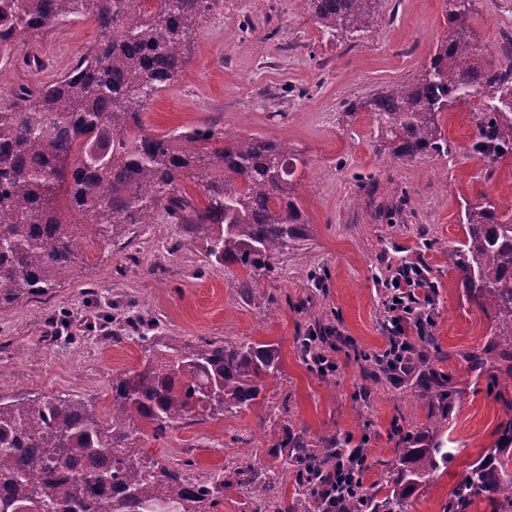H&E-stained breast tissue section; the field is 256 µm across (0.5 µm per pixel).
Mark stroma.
Returning a JSON list of instances; mask_svg holds the SVG:
<instances>
[{"label": "stroma", "mask_w": 512, "mask_h": 512, "mask_svg": "<svg viewBox=\"0 0 512 512\" xmlns=\"http://www.w3.org/2000/svg\"><path fill=\"white\" fill-rule=\"evenodd\" d=\"M468 22L488 48L484 63L502 64L512 0H474ZM448 36V0H386L369 31L347 43L327 41L303 0H217L186 41L185 69L144 104L142 120L157 133L210 124L287 142L301 159L294 177L308 240L257 275L258 291L246 297L235 286L241 269L210 263L168 219L132 227L116 242L86 239L59 288L0 309V399L78 396L108 419L113 379L145 363L141 337L267 342L279 373L256 405L191 418L161 438L141 425L133 459H159L192 479L248 461L278 474L288 495L295 473L278 449L286 433L317 446L347 436L364 442L371 484L404 437L444 414L443 434L458 453L410 508L441 512L465 464L499 447L503 402L512 399V365L492 351L495 313L467 294L445 249L464 238L465 203H512V158L494 165L473 150L480 94L443 113L447 154L413 161L377 152L369 113L346 106L414 81ZM99 39L93 21L78 19L18 34L15 62L0 69V94L55 81ZM27 56L38 65H25ZM405 262L427 265L436 284L434 376L375 382L366 374L388 341L386 282ZM313 332L328 337L335 372L319 374L302 357L299 339ZM483 353L496 374L473 369L470 356ZM439 390L452 392L451 411ZM280 402L286 412L268 415Z\"/></svg>", "instance_id": "stroma-1"}]
</instances>
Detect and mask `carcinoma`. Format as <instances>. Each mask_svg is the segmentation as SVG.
Masks as SVG:
<instances>
[{"instance_id": "1", "label": "carcinoma", "mask_w": 512, "mask_h": 512, "mask_svg": "<svg viewBox=\"0 0 512 512\" xmlns=\"http://www.w3.org/2000/svg\"><path fill=\"white\" fill-rule=\"evenodd\" d=\"M322 33L353 39L385 0H302ZM452 36L440 42L422 75L353 103L373 115L378 146L402 160L448 153L438 113L485 90L492 105L474 147L491 163L512 156V38L505 66L478 63L485 48L466 25L471 0H449ZM215 0H0V67L14 61L16 35L90 18L103 33L64 76L19 86L0 98V306L48 294L78 259L79 225L64 224L57 197L66 194L83 225L102 241L130 224H153L158 211L200 245L212 264L238 265L240 293H255L258 271L299 248L307 225L294 192L298 158L288 143L258 134L226 135L209 126L152 132L141 119L147 99L186 64L185 40ZM202 199L183 191L186 182ZM465 238L446 250L448 266L467 290L496 310V336L512 347V207L465 204ZM153 358L112 380V418L79 397L0 401V512H149L172 504L202 512L224 488L219 479L191 480L128 455L137 422L163 436L191 414L221 415L255 403L279 370L266 342L203 341L180 346L141 336ZM428 429L424 442L406 438L378 488L350 492L343 512H410L422 482L453 457ZM280 447L296 467L291 502L258 481L251 466L234 468L254 512H320L304 465L316 471L359 462L365 449L329 440L321 448L302 434ZM112 465H103L107 455ZM480 497L492 512H512V450L497 448L469 464L443 512H468Z\"/></svg>"}]
</instances>
